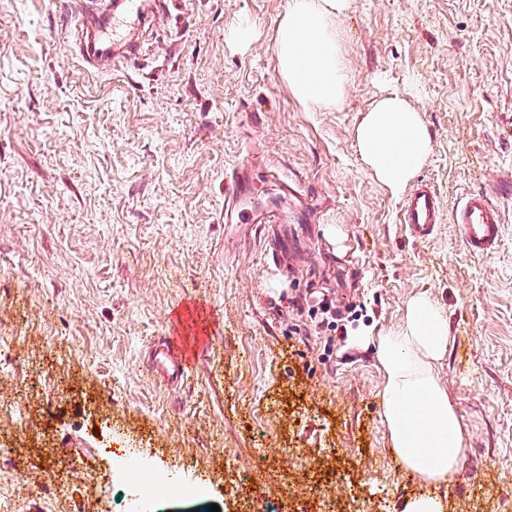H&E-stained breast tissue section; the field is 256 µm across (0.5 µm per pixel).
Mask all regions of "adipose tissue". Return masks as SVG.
<instances>
[{
	"instance_id": "obj_1",
	"label": "adipose tissue",
	"mask_w": 512,
	"mask_h": 512,
	"mask_svg": "<svg viewBox=\"0 0 512 512\" xmlns=\"http://www.w3.org/2000/svg\"><path fill=\"white\" fill-rule=\"evenodd\" d=\"M348 0H290L277 28L279 71L305 108L333 107L344 97L335 20ZM362 157L377 180L400 193L421 167L430 140L416 110L399 95L380 99L355 131ZM445 313L428 294L407 304L403 324L377 337L384 374L383 421L401 465L443 482L466 459L468 431L436 371L448 352Z\"/></svg>"
}]
</instances>
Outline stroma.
<instances>
[{
	"instance_id": "obj_1",
	"label": "stroma",
	"mask_w": 512,
	"mask_h": 512,
	"mask_svg": "<svg viewBox=\"0 0 512 512\" xmlns=\"http://www.w3.org/2000/svg\"><path fill=\"white\" fill-rule=\"evenodd\" d=\"M80 2L0 0V512H111L126 456L207 487L142 512H351L355 496L366 512H512V0H348L344 98L315 110L279 74L290 0H171L140 56L103 75L70 47ZM392 94L430 139L416 177L443 219L420 244L355 141ZM244 159L255 195H273L272 167L314 195L291 209L296 274L264 234L224 222ZM473 189L504 214L483 257L448 220ZM421 292L448 318L437 376L477 475L459 487L406 471L382 422L370 339ZM189 294L210 345L172 391L143 361ZM324 294L362 307L346 335L291 305Z\"/></svg>"
}]
</instances>
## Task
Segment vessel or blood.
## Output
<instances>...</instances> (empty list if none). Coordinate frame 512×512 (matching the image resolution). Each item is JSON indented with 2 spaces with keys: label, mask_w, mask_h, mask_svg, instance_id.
Returning <instances> with one entry per match:
<instances>
[{
  "label": "vessel or blood",
  "mask_w": 512,
  "mask_h": 512,
  "mask_svg": "<svg viewBox=\"0 0 512 512\" xmlns=\"http://www.w3.org/2000/svg\"><path fill=\"white\" fill-rule=\"evenodd\" d=\"M75 28L72 48L87 70L105 73L119 67L138 54L140 42L124 37L128 25H151L169 12V0H125L122 17L112 14L111 0H91ZM251 163L238 164L224 179V221L228 224H264L272 231L266 236L272 256H288V237L279 230L286 216L278 209H258L248 203ZM441 220L439 198L432 186L419 183L403 198L399 206V222L407 236L416 243L429 240ZM452 223L460 228L461 241L475 256L490 254L498 245L503 226V214L490 194L482 190L467 193L451 212ZM205 303L188 296L173 312L179 326L194 324ZM190 346L184 337H163L153 347L147 360L148 372L159 376L171 388H179L190 366Z\"/></svg>",
  "instance_id": "vessel-or-blood-1"
}]
</instances>
